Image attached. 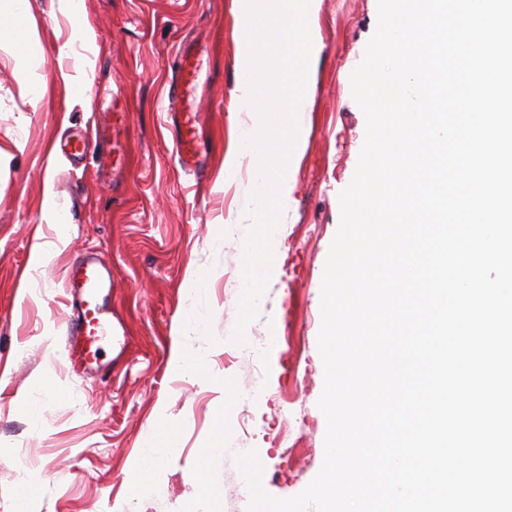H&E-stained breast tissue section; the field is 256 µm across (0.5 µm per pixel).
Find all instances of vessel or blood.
Masks as SVG:
<instances>
[{"mask_svg":"<svg viewBox=\"0 0 512 512\" xmlns=\"http://www.w3.org/2000/svg\"><path fill=\"white\" fill-rule=\"evenodd\" d=\"M200 51L196 41L183 40L177 52L176 78L168 91L167 128L170 131L183 170L204 176L208 168V148L203 137L200 113L194 93L199 86ZM100 285L94 262L73 266L65 286L70 293L82 295ZM106 304H97L81 324L69 326V359L86 366L97 362L98 344L111 322Z\"/></svg>","mask_w":512,"mask_h":512,"instance_id":"vessel-or-blood-1","label":"vessel or blood"}]
</instances>
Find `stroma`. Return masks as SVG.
I'll return each instance as SVG.
<instances>
[{
  "mask_svg": "<svg viewBox=\"0 0 512 512\" xmlns=\"http://www.w3.org/2000/svg\"><path fill=\"white\" fill-rule=\"evenodd\" d=\"M29 3L39 56H20L12 34L0 32V512H15L29 480L38 492L27 512H246L235 463L243 448L257 450L269 494H299L324 460L321 285L339 194L365 141L350 76L376 30L378 0H318L313 10L315 93L299 114L305 146L288 182L282 242L245 330L262 348L254 359L232 341L252 192L248 177L224 181L243 119L233 95L242 48L232 0H84L91 35L80 41L69 0ZM186 38L202 47L198 95L211 155L201 184L180 169L166 128L165 92ZM26 67L43 76L45 95L21 82ZM66 73L89 92L76 93ZM85 128L92 153L84 163L52 154ZM89 255L104 266L102 295L116 326L100 342L104 372L66 361L78 305L63 280ZM199 278L206 288H193ZM179 349L204 373L171 374ZM161 417L177 429L179 452L157 460L156 483L131 495ZM280 433L293 444L288 452L274 440ZM219 435L210 498L193 472Z\"/></svg>",
  "mask_w": 512,
  "mask_h": 512,
  "instance_id": "obj_1",
  "label": "stroma"
}]
</instances>
